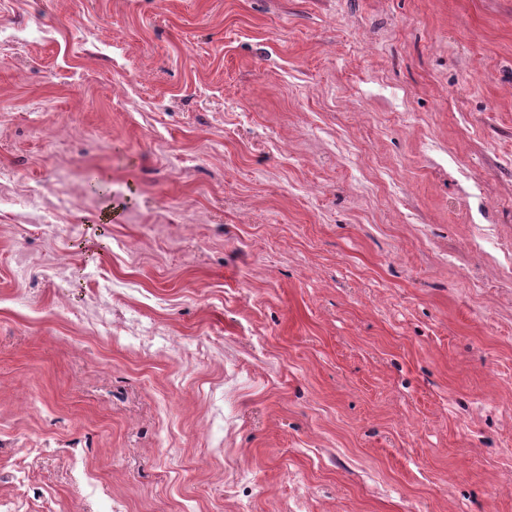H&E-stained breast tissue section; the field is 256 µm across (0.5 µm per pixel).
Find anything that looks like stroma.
<instances>
[{
    "instance_id": "1",
    "label": "stroma",
    "mask_w": 512,
    "mask_h": 512,
    "mask_svg": "<svg viewBox=\"0 0 512 512\" xmlns=\"http://www.w3.org/2000/svg\"><path fill=\"white\" fill-rule=\"evenodd\" d=\"M0 512H512V0H0Z\"/></svg>"
}]
</instances>
